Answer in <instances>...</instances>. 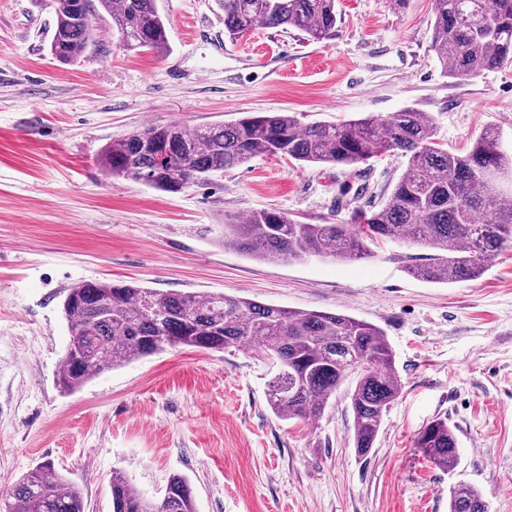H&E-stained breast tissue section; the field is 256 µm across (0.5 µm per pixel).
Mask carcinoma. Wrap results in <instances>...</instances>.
<instances>
[{
  "label": "carcinoma",
  "instance_id": "obj_1",
  "mask_svg": "<svg viewBox=\"0 0 512 512\" xmlns=\"http://www.w3.org/2000/svg\"><path fill=\"white\" fill-rule=\"evenodd\" d=\"M48 2L54 23L51 56L74 64L104 50L96 37L105 26L138 51L164 55L166 24L156 0H36ZM224 34L236 40L256 25L296 28L328 40L336 32V0H216ZM431 50L445 73L465 80L512 64V0H432ZM406 158L385 203L361 224H302L276 210L230 218L224 245L262 260L305 257L359 260L368 243H408L431 251L428 262L408 268L431 284H456L482 276L495 255L512 247V153L487 130L466 153L436 141L433 116L404 108L385 117L303 126L288 112H261L224 124L187 128L148 124L106 144L98 163L114 179L134 180L176 194L257 156L299 164L353 165L384 152ZM63 313L70 342L56 383L73 392L106 370L171 346L220 351L249 346L279 366L267 402L284 420L323 415L343 381L353 414V444L363 456L373 447L383 414L403 384L384 331L340 313L291 310L224 293H180L134 283L83 280L67 291ZM414 447L432 464L454 471L459 441L448 418L437 417L416 435ZM112 512H196L182 475L170 477L158 500L144 498L121 473L112 472ZM7 512H84L81 490L49 463L29 471L7 498ZM448 512H487L481 492L465 481L449 488Z\"/></svg>",
  "mask_w": 512,
  "mask_h": 512
}]
</instances>
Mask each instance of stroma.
Here are the masks:
<instances>
[{
	"mask_svg": "<svg viewBox=\"0 0 512 512\" xmlns=\"http://www.w3.org/2000/svg\"><path fill=\"white\" fill-rule=\"evenodd\" d=\"M157 7L168 54L120 49L107 33V53L62 65L46 50L51 11L0 0V497L49 462L85 512H112L116 470L151 500L183 475L196 512H448L461 480L489 512H512V248L482 278L448 285L408 275L426 251L406 243H374L366 260L276 262L224 244L228 215L350 222L384 202L405 158L261 156L178 194L109 179L97 163L107 143L155 122L290 112L309 125L407 107L434 117L443 148L466 151L496 127L511 150L512 65L446 76L431 0H336V34L320 42L263 26L228 40L215 0ZM95 278L366 320L385 331L403 390L363 457L344 392L318 419H279L271 363L246 346L168 347L61 392L62 302ZM439 416L459 439L451 473L414 446Z\"/></svg>",
	"mask_w": 512,
	"mask_h": 512,
	"instance_id": "obj_1",
	"label": "stroma"
}]
</instances>
